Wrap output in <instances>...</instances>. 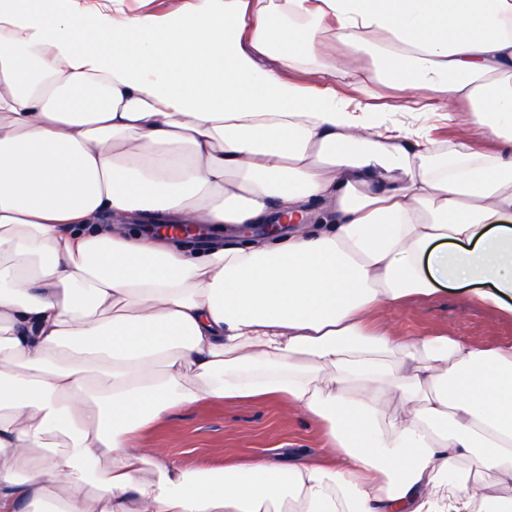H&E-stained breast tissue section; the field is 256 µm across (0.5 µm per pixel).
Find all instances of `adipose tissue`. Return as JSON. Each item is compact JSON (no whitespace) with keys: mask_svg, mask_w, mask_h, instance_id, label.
<instances>
[{"mask_svg":"<svg viewBox=\"0 0 512 512\" xmlns=\"http://www.w3.org/2000/svg\"><path fill=\"white\" fill-rule=\"evenodd\" d=\"M147 2L0 0V512H512V339L395 363L367 319L512 314V0ZM460 104L496 152L391 119ZM251 397L329 448L133 444Z\"/></svg>","mask_w":512,"mask_h":512,"instance_id":"ef3b65f1","label":"adipose tissue"}]
</instances>
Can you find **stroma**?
I'll use <instances>...</instances> for the list:
<instances>
[{
    "mask_svg": "<svg viewBox=\"0 0 512 512\" xmlns=\"http://www.w3.org/2000/svg\"><path fill=\"white\" fill-rule=\"evenodd\" d=\"M375 317L390 324L397 361L422 336H462L478 346L512 338V316L464 302L454 290L409 300L396 309L377 311ZM325 442L322 430L281 398L204 400L174 410L137 437L139 447L166 449L195 469L220 468L228 459L311 457Z\"/></svg>",
    "mask_w": 512,
    "mask_h": 512,
    "instance_id": "obj_1",
    "label": "stroma"
}]
</instances>
